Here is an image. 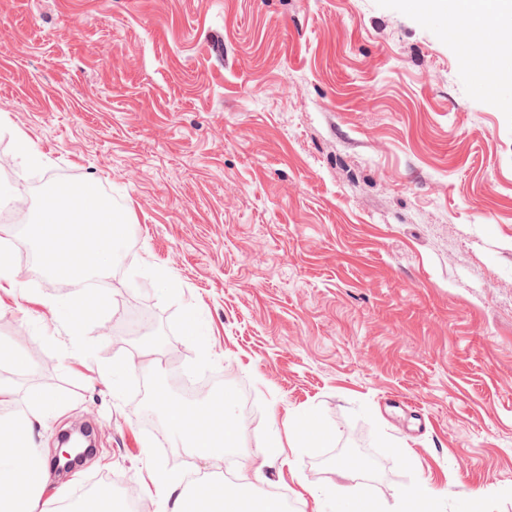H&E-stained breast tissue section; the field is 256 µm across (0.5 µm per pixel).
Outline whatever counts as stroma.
I'll use <instances>...</instances> for the list:
<instances>
[{
  "label": "stroma",
  "mask_w": 512,
  "mask_h": 512,
  "mask_svg": "<svg viewBox=\"0 0 512 512\" xmlns=\"http://www.w3.org/2000/svg\"><path fill=\"white\" fill-rule=\"evenodd\" d=\"M473 54L424 0H0V202L88 181L133 229L85 356L57 306L77 288L0 221L31 269L0 290V379L50 396L25 422L44 454L98 435L45 499L124 512L125 484L223 474L163 423L152 384L178 374L252 395L236 481L293 512H332L346 447L380 512L417 483L432 512H512V79L486 95ZM140 312L159 366L115 373ZM311 416L330 436L305 453Z\"/></svg>",
  "instance_id": "obj_1"
}]
</instances>
